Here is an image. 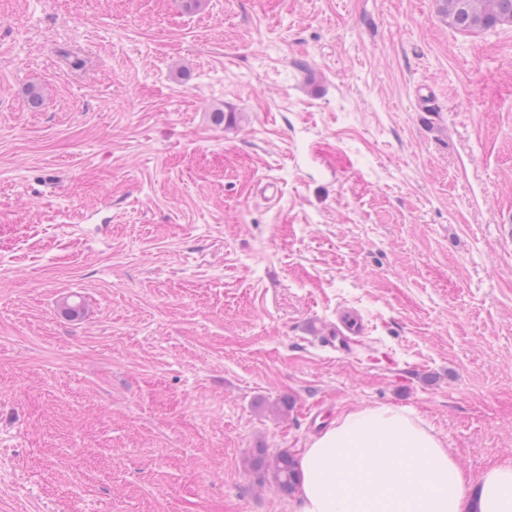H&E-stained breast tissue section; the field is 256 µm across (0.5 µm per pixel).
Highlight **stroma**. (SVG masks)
Segmentation results:
<instances>
[{
  "instance_id": "1",
  "label": "stroma",
  "mask_w": 512,
  "mask_h": 512,
  "mask_svg": "<svg viewBox=\"0 0 512 512\" xmlns=\"http://www.w3.org/2000/svg\"><path fill=\"white\" fill-rule=\"evenodd\" d=\"M511 216L512 25L0 0V512H296L246 458L378 406L478 482L512 459ZM345 310L343 357L311 327ZM361 332L362 325L359 319L347 313L340 317L339 325L333 331V335L336 336H328L326 340L336 350L346 352L350 347V342L357 341L356 338L359 337Z\"/></svg>"
}]
</instances>
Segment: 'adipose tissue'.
I'll return each mask as SVG.
<instances>
[{"label":"adipose tissue","instance_id":"1","mask_svg":"<svg viewBox=\"0 0 512 512\" xmlns=\"http://www.w3.org/2000/svg\"><path fill=\"white\" fill-rule=\"evenodd\" d=\"M299 469L297 512H512V460L471 487L435 435L390 407L339 416Z\"/></svg>","mask_w":512,"mask_h":512}]
</instances>
